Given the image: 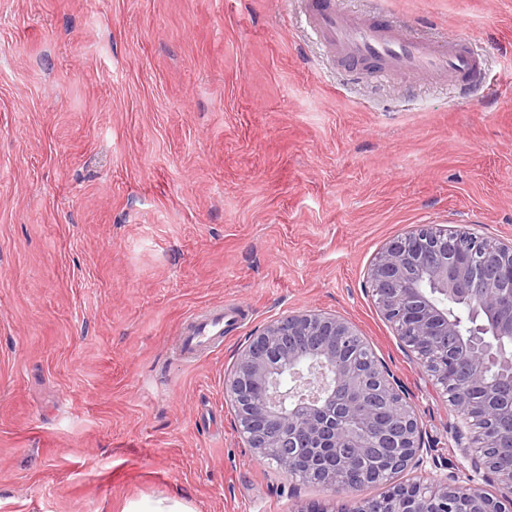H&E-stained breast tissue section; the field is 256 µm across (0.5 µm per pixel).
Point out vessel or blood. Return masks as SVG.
I'll return each instance as SVG.
<instances>
[{"mask_svg": "<svg viewBox=\"0 0 512 512\" xmlns=\"http://www.w3.org/2000/svg\"><path fill=\"white\" fill-rule=\"evenodd\" d=\"M310 29L326 54L356 73L387 78L411 73L439 78L466 90L482 83L484 61L465 36L445 42L417 38L381 17L342 9L337 0H306ZM178 354L196 360L224 341V309L206 308L180 327Z\"/></svg>", "mask_w": 512, "mask_h": 512, "instance_id": "vessel-or-blood-1", "label": "vessel or blood"}]
</instances>
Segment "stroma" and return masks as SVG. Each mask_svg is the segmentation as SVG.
<instances>
[{
    "instance_id": "35a3bbf8",
    "label": "stroma",
    "mask_w": 512,
    "mask_h": 512,
    "mask_svg": "<svg viewBox=\"0 0 512 512\" xmlns=\"http://www.w3.org/2000/svg\"><path fill=\"white\" fill-rule=\"evenodd\" d=\"M469 35L467 98L347 77L302 0H0V512H341L256 459L224 393L249 336L346 319L399 379L444 481L455 414L380 313L377 255L420 225L512 242V0H340ZM237 306L183 361L181 324Z\"/></svg>"
}]
</instances>
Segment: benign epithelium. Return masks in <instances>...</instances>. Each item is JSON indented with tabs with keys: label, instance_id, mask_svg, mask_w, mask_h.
Here are the masks:
<instances>
[{
	"label": "benign epithelium",
	"instance_id": "benign-epithelium-1",
	"mask_svg": "<svg viewBox=\"0 0 512 512\" xmlns=\"http://www.w3.org/2000/svg\"><path fill=\"white\" fill-rule=\"evenodd\" d=\"M377 304L432 378L451 393L456 419L492 418L478 456H470L460 426L451 427L470 459L466 483L396 485L382 499L358 500L348 512H506L512 505V242L484 249L471 230L433 232L420 225L391 240L369 271ZM471 306L470 333L452 306ZM359 346L351 324L315 311L278 318L250 337L224 380L236 429L253 455L274 461L290 477L312 478L338 492L385 480L361 462L387 455L390 469L416 471L431 455L417 415L394 374L372 358H353ZM302 376L311 394L288 407L271 391L278 375ZM508 480L492 495L475 485L480 473Z\"/></svg>",
	"mask_w": 512,
	"mask_h": 512
}]
</instances>
